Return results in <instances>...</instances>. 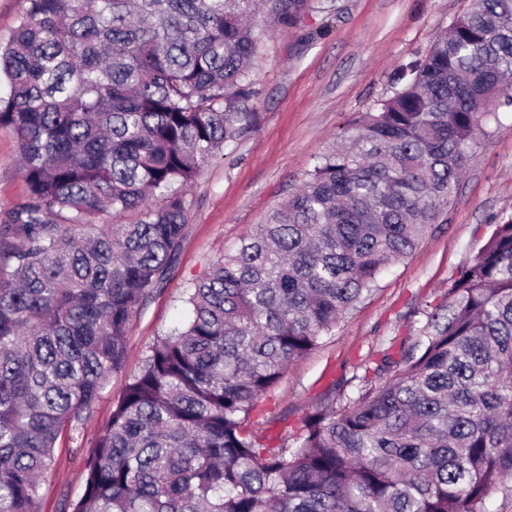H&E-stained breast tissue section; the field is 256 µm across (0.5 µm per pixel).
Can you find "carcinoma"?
<instances>
[{
    "mask_svg": "<svg viewBox=\"0 0 512 512\" xmlns=\"http://www.w3.org/2000/svg\"><path fill=\"white\" fill-rule=\"evenodd\" d=\"M0 44L25 199L0 217V512H41L58 440L125 369L179 260L188 189L253 131L256 19L304 0H26ZM512 106V0H471L258 230L185 289L83 456L71 512H489L512 497V218L357 395L272 444L288 366L411 255ZM138 215L131 224L112 216Z\"/></svg>",
    "mask_w": 512,
    "mask_h": 512,
    "instance_id": "carcinoma-1",
    "label": "carcinoma"
}]
</instances>
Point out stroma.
Returning <instances> with one entry per match:
<instances>
[{"label":"stroma","mask_w":512,"mask_h":512,"mask_svg":"<svg viewBox=\"0 0 512 512\" xmlns=\"http://www.w3.org/2000/svg\"><path fill=\"white\" fill-rule=\"evenodd\" d=\"M469 0H306L296 20L273 12L258 20L250 94L257 128L225 147L204 167L189 195L193 207L176 268L164 288L133 320L124 371L111 374L82 423L86 438L107 425L128 375L166 329L182 323L180 301L189 279L233 252L266 213L297 189L337 137L389 90L396 68L423 57L437 32L467 10ZM27 195L11 133L0 130V213ZM512 215V109L489 115L476 158L429 234L408 258L389 266L377 287L323 338L292 363L264 416L248 421L260 440L299 427L332 397L334 385L363 375L389 346L414 342L426 311L447 293L495 223ZM54 473L41 488L42 512H64L82 491L83 457L60 441Z\"/></svg>","instance_id":"obj_1"}]
</instances>
